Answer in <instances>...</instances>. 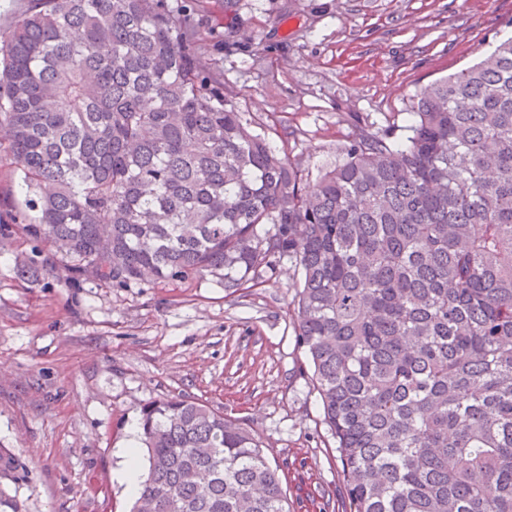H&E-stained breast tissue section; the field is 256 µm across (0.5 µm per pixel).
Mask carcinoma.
Instances as JSON below:
<instances>
[{"mask_svg":"<svg viewBox=\"0 0 512 512\" xmlns=\"http://www.w3.org/2000/svg\"><path fill=\"white\" fill-rule=\"evenodd\" d=\"M201 0H30L0 40V149L68 280L283 262L345 512H512V38L421 88L400 142L318 180L252 134L202 62ZM157 512H290L261 442L186 397L142 408ZM19 463L0 449V480Z\"/></svg>","mask_w":512,"mask_h":512,"instance_id":"obj_1","label":"carcinoma"}]
</instances>
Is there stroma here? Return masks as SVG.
Returning a JSON list of instances; mask_svg holds the SVG:
<instances>
[{
    "label": "stroma",
    "mask_w": 512,
    "mask_h": 512,
    "mask_svg": "<svg viewBox=\"0 0 512 512\" xmlns=\"http://www.w3.org/2000/svg\"><path fill=\"white\" fill-rule=\"evenodd\" d=\"M204 59L244 123L307 183L361 130L400 141L415 94L512 37V0H204ZM0 152V448L27 512H129L115 473L142 406L183 396L223 409L281 469L291 512H343V477L294 332L290 264L225 295L212 278L112 288L68 283L23 224Z\"/></svg>",
    "instance_id": "35a3bbf8"
}]
</instances>
